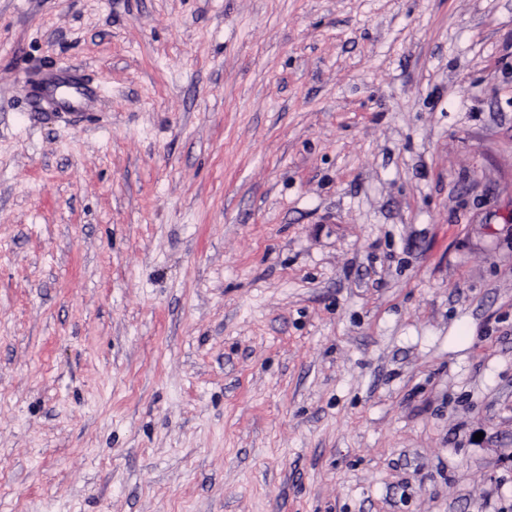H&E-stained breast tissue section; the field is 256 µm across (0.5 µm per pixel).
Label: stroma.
<instances>
[{
    "label": "stroma",
    "instance_id": "35a3bbf8",
    "mask_svg": "<svg viewBox=\"0 0 512 512\" xmlns=\"http://www.w3.org/2000/svg\"><path fill=\"white\" fill-rule=\"evenodd\" d=\"M0 512H512V0H0Z\"/></svg>",
    "mask_w": 512,
    "mask_h": 512
}]
</instances>
